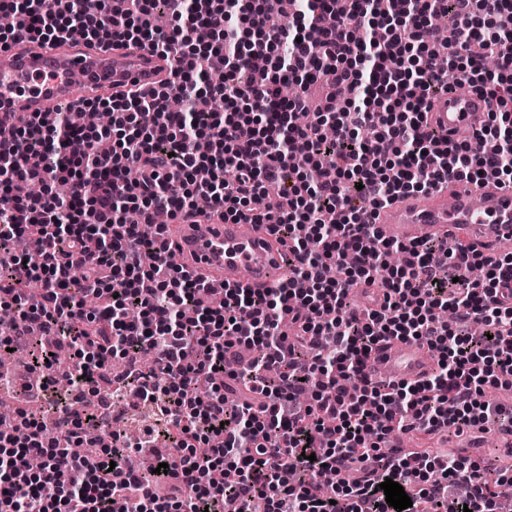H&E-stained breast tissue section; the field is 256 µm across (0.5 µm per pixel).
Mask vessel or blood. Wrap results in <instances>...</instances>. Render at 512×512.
I'll return each instance as SVG.
<instances>
[{
	"mask_svg": "<svg viewBox=\"0 0 512 512\" xmlns=\"http://www.w3.org/2000/svg\"><path fill=\"white\" fill-rule=\"evenodd\" d=\"M174 57L120 40L101 48L75 37L56 44L29 40L0 50V140L11 137L20 115L53 112L75 99L95 101L135 88H155L169 77ZM485 103L473 92L449 88L428 122L449 138L479 128ZM378 235L405 244L448 240L466 234L487 255L512 244V189L495 182L449 178L444 189L398 198L379 209ZM172 247L202 278L253 289L275 288L289 273L288 254L278 250L263 224H183ZM419 343L407 341L374 352L366 363L374 378L413 383L433 370Z\"/></svg>",
	"mask_w": 512,
	"mask_h": 512,
	"instance_id": "obj_1",
	"label": "vessel or blood"
}]
</instances>
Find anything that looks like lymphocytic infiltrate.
Returning a JSON list of instances; mask_svg holds the SVG:
<instances>
[{"mask_svg": "<svg viewBox=\"0 0 512 512\" xmlns=\"http://www.w3.org/2000/svg\"><path fill=\"white\" fill-rule=\"evenodd\" d=\"M17 19L0 45L45 44L81 33L149 46L178 64L160 87L92 102L110 131L69 113H39L0 144V179L39 184L37 196L0 193V307L66 341L71 399L47 428L18 411L0 434V512H395L378 486L392 479L406 512H498L512 470L390 446L394 433L483 428L512 434V258L470 243L385 240L371 211L448 177L494 168L512 187V0H0ZM169 11L170 30L153 22ZM453 18L440 41L429 16ZM282 24L271 30L268 16ZM268 67L249 73L251 54ZM457 72L488 120L468 143L442 140L428 98ZM224 76V109L198 117L199 74ZM296 84L287 101L280 89ZM183 111H167L171 95ZM334 121L335 140L324 138ZM229 168L202 184L198 168ZM67 195H57L58 183ZM164 210L188 224L267 225L295 259L280 287H225L220 301L187 266L168 260L163 231L143 237L129 211ZM41 288L29 292L28 281ZM378 285L379 307L349 294ZM413 339L437 353L416 384L370 380L381 344ZM249 356L231 381L199 391L229 350ZM240 394L228 401L230 384ZM135 394L164 424V473L132 467L153 447L112 432L94 452L81 433L100 392Z\"/></svg>", "mask_w": 512, "mask_h": 512, "instance_id": "f902f5d3", "label": "lymphocytic infiltrate"}]
</instances>
